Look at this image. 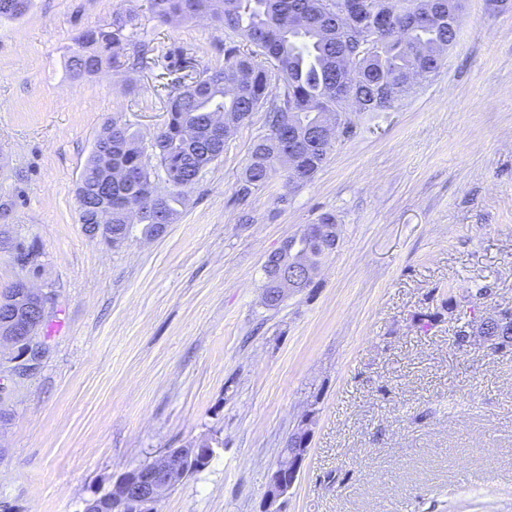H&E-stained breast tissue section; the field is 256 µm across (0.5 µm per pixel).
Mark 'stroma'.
<instances>
[{
  "label": "stroma",
  "mask_w": 512,
  "mask_h": 512,
  "mask_svg": "<svg viewBox=\"0 0 512 512\" xmlns=\"http://www.w3.org/2000/svg\"><path fill=\"white\" fill-rule=\"evenodd\" d=\"M118 13L154 65L72 82L67 47ZM183 60L223 65V31L147 0H33L0 22V293L52 297L38 369L0 395V506L83 512L113 474L207 439L158 512H259L305 420L284 512H512V353L454 346L448 311L512 306V9L465 0L438 76L352 113L310 182L238 198L257 112L175 223L108 246L79 222L83 166L111 119L151 139L156 76ZM326 212L340 240L313 286L264 306L266 255Z\"/></svg>",
  "instance_id": "1"
}]
</instances>
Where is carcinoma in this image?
Here are the masks:
<instances>
[{
    "label": "carcinoma",
    "instance_id": "obj_1",
    "mask_svg": "<svg viewBox=\"0 0 512 512\" xmlns=\"http://www.w3.org/2000/svg\"><path fill=\"white\" fill-rule=\"evenodd\" d=\"M328 0H149L164 23L206 19L224 31V65L205 66L189 78L158 75L167 118L143 143L114 119L99 132L77 187L79 221L85 232L98 223L97 189L112 184L106 224L129 223L142 212L147 237L172 224L201 173L224 154V144L253 113H265L267 133L252 145L238 186L242 198L264 188L275 174L285 186L303 185L322 168L336 140L315 145L306 131L332 121L353 135L343 112L342 88L363 102L365 112L393 110L417 86L439 73L456 33L448 8L456 0H377L391 6L390 27L366 40L348 24V0L339 10ZM32 0H0V19L22 17ZM132 20L117 14L109 29L74 38L66 68L78 82L108 65L114 71L148 67L146 45L129 46ZM332 253L300 238L289 258L320 264Z\"/></svg>",
    "mask_w": 512,
    "mask_h": 512
}]
</instances>
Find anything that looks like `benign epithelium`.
<instances>
[{"instance_id": "obj_1", "label": "benign epithelium", "mask_w": 512, "mask_h": 512, "mask_svg": "<svg viewBox=\"0 0 512 512\" xmlns=\"http://www.w3.org/2000/svg\"><path fill=\"white\" fill-rule=\"evenodd\" d=\"M354 9L368 12V19L359 16L356 21L371 33L384 29L390 19L388 11L375 8L367 0H356ZM296 241L295 237L287 238L264 262L267 285L264 303L269 307L280 306L289 294L300 291L319 272V267L308 262L288 259V252L295 249ZM49 304V295L24 280L15 284L14 295L0 299V346L8 344L22 350L21 356L0 361V393L37 369L43 345L36 331L45 319ZM459 336L463 345L479 339L500 353L512 350V306L495 305L473 315L464 323ZM308 434L309 430L302 427L290 436L279 463L268 477L260 512H282L279 500L298 478L307 454ZM211 455L210 448L187 444L174 452H166L145 469L131 468L112 477L109 491L114 509L117 512H156L157 504L186 477L187 465L191 463L201 469Z\"/></svg>"}]
</instances>
